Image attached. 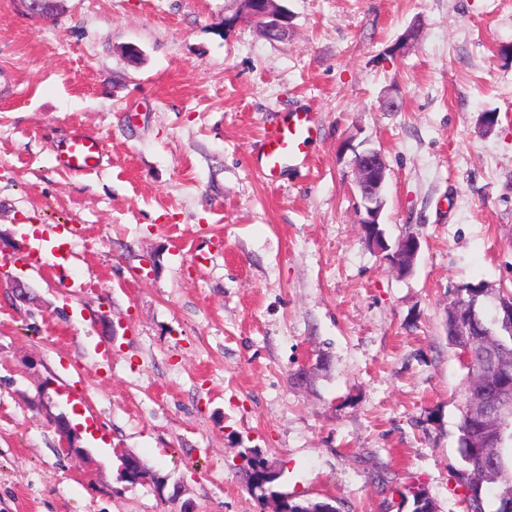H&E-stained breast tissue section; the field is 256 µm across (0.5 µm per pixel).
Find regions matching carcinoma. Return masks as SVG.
Instances as JSON below:
<instances>
[{
	"mask_svg": "<svg viewBox=\"0 0 512 512\" xmlns=\"http://www.w3.org/2000/svg\"><path fill=\"white\" fill-rule=\"evenodd\" d=\"M502 290L486 288L484 283H471L464 289L468 302L475 306V315L468 316L466 326L469 329L472 362L466 366L467 374L476 375L481 369L489 347L512 349V334L503 332L491 319V313L497 309L498 295ZM459 453L462 461L457 473V485L462 489L468 501L470 512H486L485 487L503 479H512V411L504 418L502 427L495 435L498 452V467L486 473L477 463L483 449L476 447L477 426L466 414H461L458 426ZM246 462L248 492L260 503H266L272 496L283 501L288 512H314L320 505L334 508L330 502L311 500L303 495L290 494L277 490L281 472L273 469L256 450L242 455Z\"/></svg>",
	"mask_w": 512,
	"mask_h": 512,
	"instance_id": "carcinoma-1",
	"label": "carcinoma"
}]
</instances>
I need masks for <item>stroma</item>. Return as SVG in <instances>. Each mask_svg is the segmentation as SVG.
Returning <instances> with one entry per match:
<instances>
[{
  "label": "stroma",
  "instance_id": "stroma-1",
  "mask_svg": "<svg viewBox=\"0 0 512 512\" xmlns=\"http://www.w3.org/2000/svg\"><path fill=\"white\" fill-rule=\"evenodd\" d=\"M284 5L271 40L225 26L236 0H64L51 21L0 0V233L68 235L0 270V512H262L247 448L339 512H412L414 486L467 512L448 305L512 289V0ZM294 110L317 136L267 182L252 148ZM76 127L104 143L89 175L54 161ZM365 148L387 241H421L404 276L359 224ZM60 413L89 460L60 455ZM121 448L165 489L125 481ZM354 183L361 198L364 209L359 219L362 224L365 240L377 249L387 252L389 245L379 241L376 235L368 232L379 223L384 206L383 190L387 177V164L383 154L375 149L355 150L353 159Z\"/></svg>",
  "mask_w": 512,
  "mask_h": 512
}]
</instances>
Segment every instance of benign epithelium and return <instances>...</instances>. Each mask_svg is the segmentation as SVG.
<instances>
[{
    "label": "benign epithelium",
    "instance_id": "7a95c632",
    "mask_svg": "<svg viewBox=\"0 0 512 512\" xmlns=\"http://www.w3.org/2000/svg\"><path fill=\"white\" fill-rule=\"evenodd\" d=\"M17 2L29 14L40 19H50L62 0H17ZM237 2L241 5L238 18L249 19L255 23L266 22L269 35L275 36L286 28L284 11L275 12L271 9V3L275 0H237ZM353 169L354 183L364 209L359 223L364 229L365 240L387 253L386 260L398 272L410 273L421 251V242L415 234L409 233L402 236L394 251L391 252L389 245L379 241L373 233L367 232V229L379 223L384 206L383 190L387 177V164L383 154L375 149L356 150ZM511 365L512 354H494L483 366L480 378L470 383L469 414L480 423L479 439L486 448L485 460L492 469L497 467V456L495 446L489 438L498 428L497 412L504 407H512V385H508L502 379V375ZM54 423L61 436V453L67 457L80 456L83 450L75 444L77 434L67 417L60 414L55 417ZM120 459L123 478L131 483L142 481L140 460L126 455L123 449L120 450Z\"/></svg>",
    "mask_w": 512,
    "mask_h": 512
}]
</instances>
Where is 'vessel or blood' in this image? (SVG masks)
<instances>
[{
    "label": "vessel or blood",
    "mask_w": 512,
    "mask_h": 512,
    "mask_svg": "<svg viewBox=\"0 0 512 512\" xmlns=\"http://www.w3.org/2000/svg\"><path fill=\"white\" fill-rule=\"evenodd\" d=\"M317 134L311 113L294 111L267 125L256 146V159L268 180H275L284 163L304 159L309 143ZM101 154L100 142L76 129L55 150L59 167L75 174L94 170Z\"/></svg>",
    "instance_id": "obj_1"
}]
</instances>
